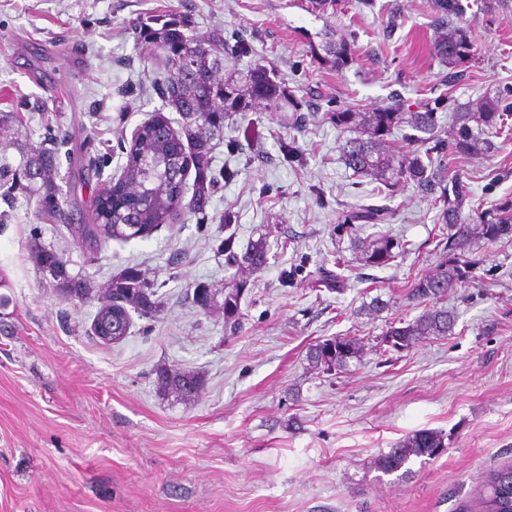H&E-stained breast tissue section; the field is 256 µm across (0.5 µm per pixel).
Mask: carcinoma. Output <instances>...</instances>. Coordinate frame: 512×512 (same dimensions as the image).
Segmentation results:
<instances>
[{
    "label": "carcinoma",
    "mask_w": 512,
    "mask_h": 512,
    "mask_svg": "<svg viewBox=\"0 0 512 512\" xmlns=\"http://www.w3.org/2000/svg\"><path fill=\"white\" fill-rule=\"evenodd\" d=\"M441 19L453 20L462 16V0H434ZM147 38L163 43V67L166 73L160 93L177 111L183 122L182 132L187 140L190 163L174 165L171 157L176 148L172 143L174 130L170 122L156 117L138 129L129 147L126 162L120 169L117 182L131 187V192L112 200V182L99 184L92 200L93 223L68 224L66 228L75 244L89 253H99L110 242H128L147 237L163 224H173L186 210L196 212L208 203L214 183L206 151L208 140L221 135L224 122L245 115L256 103L272 112L282 109L281 82L272 69L258 61L244 78L233 74L220 77L224 69V44L197 36H187L180 30V20L171 18L153 29L143 24ZM433 51L448 62L445 82L457 81L454 67L470 56L471 46L466 31L448 25V31L436 40ZM442 100L436 99L405 111L399 104L374 112H356L350 108L326 114V119L342 133H349L342 144L346 167L356 173L379 178L385 187L399 183L412 185L439 208L438 221L448 230V258L429 275L413 285L418 299L438 296L472 277L474 263L460 250L473 238L494 242L512 238V200H504L490 209L474 210V215L462 213L461 185L458 177L447 173L445 159L449 155L490 157L501 146L490 139L491 130L505 127L507 110L512 103L488 98L477 108L457 114L450 137L437 133V111ZM405 134V149L386 151L383 143L399 128ZM194 170L191 196H186L189 170ZM57 157L51 150H36L25 161L21 172L12 179L4 195L21 191L36 198V216L55 221L63 215L66 199L56 182ZM388 210L374 206L353 208L348 223L377 224L387 220ZM354 248L361 252L364 265L382 267L395 258L399 243L385 235L374 239H353ZM31 258L43 273H49L59 296L69 302L92 299L100 306L93 319L94 336L105 344L121 342L132 323L131 313L153 319L162 310L163 302L153 285L133 269L112 276L106 284L95 287L87 279L73 275L67 260L58 252L42 246L33 238L29 244ZM235 262L252 272L267 263V248L260 242L242 256L232 255ZM246 282L239 281L224 291L219 308L224 322L233 324L239 315L240 300ZM193 300L203 310L216 306L209 288L198 285ZM455 325L454 315L445 309L428 311L401 326L390 327L386 335L399 350L411 347L426 336H449ZM362 343L355 336H334L309 350L314 366L328 370L345 367L360 357ZM157 391L164 397L190 400L200 392L203 377L195 371H176L165 365L153 370ZM445 439L441 432L419 430L399 442L374 460V466L384 474H411L406 464L411 458L435 457L444 452ZM479 512H512V469L500 467L488 473L480 495Z\"/></svg>",
    "instance_id": "obj_1"
}]
</instances>
